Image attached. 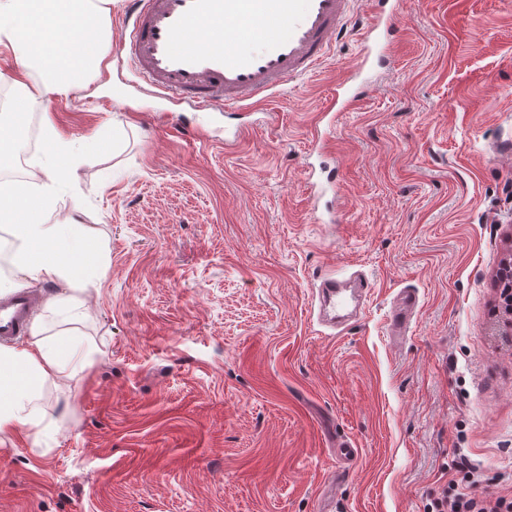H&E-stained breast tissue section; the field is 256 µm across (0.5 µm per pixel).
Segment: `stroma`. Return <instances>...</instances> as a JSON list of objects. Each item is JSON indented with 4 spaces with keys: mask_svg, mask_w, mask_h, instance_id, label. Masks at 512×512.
<instances>
[{
    "mask_svg": "<svg viewBox=\"0 0 512 512\" xmlns=\"http://www.w3.org/2000/svg\"><path fill=\"white\" fill-rule=\"evenodd\" d=\"M363 10L248 111L155 95L110 56L86 87L29 101L12 142L28 170L44 114L102 142L61 174L53 217L79 213L110 261L83 322L51 324L101 354L45 389L54 430L0 445V512H427L460 455L466 492L512 495V0H401L405 39L325 156L313 133ZM329 160L343 220L319 224L305 168ZM325 273L372 284L336 338L319 332ZM405 288L418 306L395 339Z\"/></svg>",
    "mask_w": 512,
    "mask_h": 512,
    "instance_id": "1",
    "label": "stroma"
}]
</instances>
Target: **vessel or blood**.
<instances>
[{"label":"vessel or blood","instance_id":"obj_1","mask_svg":"<svg viewBox=\"0 0 512 512\" xmlns=\"http://www.w3.org/2000/svg\"><path fill=\"white\" fill-rule=\"evenodd\" d=\"M352 0H128V38L115 46L135 75L155 93L193 107L248 108L288 81L312 73L334 39L348 27ZM399 0H370L361 25L359 60L336 85L332 106L347 110L368 89L364 75L402 40L396 25ZM313 205L336 190L338 172L309 174ZM318 295L330 310L350 300L342 281L320 279ZM417 303L400 294L390 326L404 334ZM38 299L20 293L0 301V340L24 333Z\"/></svg>","mask_w":512,"mask_h":512}]
</instances>
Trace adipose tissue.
<instances>
[{
	"instance_id": "1",
	"label": "adipose tissue",
	"mask_w": 512,
	"mask_h": 512,
	"mask_svg": "<svg viewBox=\"0 0 512 512\" xmlns=\"http://www.w3.org/2000/svg\"><path fill=\"white\" fill-rule=\"evenodd\" d=\"M112 0H0V57L14 59L15 79L28 97L65 95L98 73L110 38ZM95 41L83 43L86 33ZM52 145L47 162L30 182L0 187V225L9 237L5 253L15 276L0 278V294L41 282H64L70 291L91 296L107 260L84 225L70 218L50 223L49 188L79 155L61 139L52 118L44 120ZM49 298L17 346L0 345V444L42 432L38 404L44 386L71 388L96 360L97 348L71 333H49L47 318L57 312Z\"/></svg>"
}]
</instances>
